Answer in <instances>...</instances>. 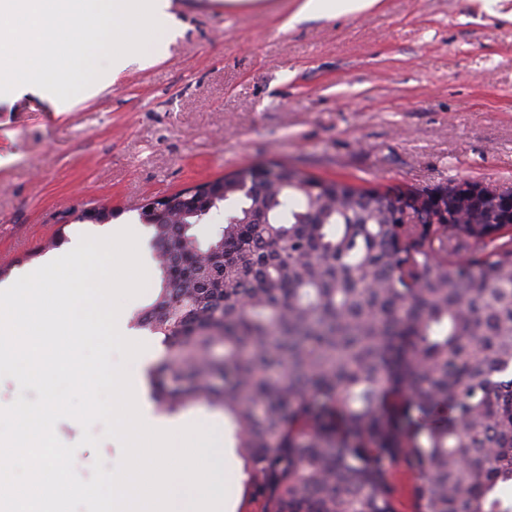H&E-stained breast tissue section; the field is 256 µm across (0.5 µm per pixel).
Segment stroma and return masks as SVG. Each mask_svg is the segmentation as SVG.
Returning <instances> with one entry per match:
<instances>
[{"mask_svg":"<svg viewBox=\"0 0 512 512\" xmlns=\"http://www.w3.org/2000/svg\"><path fill=\"white\" fill-rule=\"evenodd\" d=\"M178 34L156 63L131 65L58 111L53 95L0 97V266L40 262L81 222H61L90 197L116 224L140 206L246 167L281 161L365 187L433 188L468 179L512 191V0H374L299 21L303 0H171ZM224 441L234 512H262L244 485L221 411H179ZM80 423L55 432L77 445L92 478L122 451Z\"/></svg>","mask_w":512,"mask_h":512,"instance_id":"1","label":"stroma"}]
</instances>
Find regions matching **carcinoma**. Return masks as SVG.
Instances as JSON below:
<instances>
[{
  "mask_svg": "<svg viewBox=\"0 0 512 512\" xmlns=\"http://www.w3.org/2000/svg\"><path fill=\"white\" fill-rule=\"evenodd\" d=\"M413 193L275 163L142 213L160 283L132 321L168 351L152 399L224 412L263 512H395L401 462L417 512H512V204L412 240ZM204 222L205 224H196L191 230L203 245L207 244L217 230L224 225V203L212 208Z\"/></svg>",
  "mask_w": 512,
  "mask_h": 512,
  "instance_id": "cac0c4a2",
  "label": "carcinoma"
}]
</instances>
